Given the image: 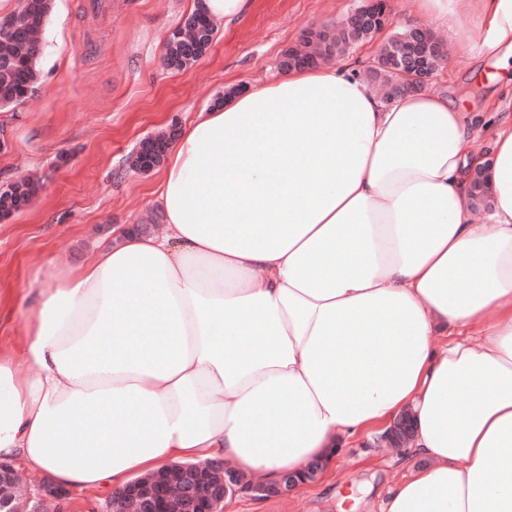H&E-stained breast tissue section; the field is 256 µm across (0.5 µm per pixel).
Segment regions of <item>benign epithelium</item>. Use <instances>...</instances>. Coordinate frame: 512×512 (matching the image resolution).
<instances>
[{
  "instance_id": "obj_1",
  "label": "benign epithelium",
  "mask_w": 512,
  "mask_h": 512,
  "mask_svg": "<svg viewBox=\"0 0 512 512\" xmlns=\"http://www.w3.org/2000/svg\"><path fill=\"white\" fill-rule=\"evenodd\" d=\"M336 26L356 36L366 31L375 34L380 48L373 62L383 60L395 70L408 74L409 81L388 87L389 98L431 87L437 73L433 58H445L446 46L441 40L430 48L414 40L389 41L394 18L388 0H361V4ZM17 28L23 31L27 41L40 44L41 28L21 22L17 16L2 20L0 30L5 38L0 40V57L6 60L11 57V33ZM176 33L182 46L192 52L202 40L204 27L198 22L184 24ZM330 37L331 28L327 26L306 29L300 42L301 51L288 49V68L310 67L322 63L326 58L335 57L329 47ZM175 136L176 125L173 124L169 131L142 140L130 156L129 167L136 173H148L158 167V159L165 145L171 144ZM409 436L410 424L399 419L380 436V440L395 447L406 443ZM322 470L323 463L316 461L307 467L301 477L287 472L282 476L279 487L271 491L260 483L245 482L236 469L224 464V460L210 459L191 469L179 467L170 473L165 482L156 485L137 478L119 492V498L124 502L125 512H219V506L224 504V499L231 492H246L258 497L271 493L281 496L296 489L301 480L316 478ZM19 485L20 478L13 464L0 460V487L10 486L17 490ZM68 496L67 489L47 483L29 512H41V503L45 500L55 501L62 507Z\"/></svg>"
}]
</instances>
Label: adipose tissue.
<instances>
[{
	"label": "adipose tissue",
	"instance_id": "adipose-tissue-1",
	"mask_svg": "<svg viewBox=\"0 0 512 512\" xmlns=\"http://www.w3.org/2000/svg\"><path fill=\"white\" fill-rule=\"evenodd\" d=\"M400 6L512 64V0ZM493 109L383 99L327 62L200 112L158 169L164 232L121 230L39 288L0 357V457L89 491L215 457L273 486L405 418L422 464L382 512H512V115Z\"/></svg>",
	"mask_w": 512,
	"mask_h": 512
}]
</instances>
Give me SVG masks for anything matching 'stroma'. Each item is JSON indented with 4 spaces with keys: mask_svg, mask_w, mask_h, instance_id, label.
Segmentation results:
<instances>
[{
    "mask_svg": "<svg viewBox=\"0 0 512 512\" xmlns=\"http://www.w3.org/2000/svg\"><path fill=\"white\" fill-rule=\"evenodd\" d=\"M55 0L37 58V94L0 108V189L32 177L37 191L20 210L0 216V354H18L33 314L32 296L48 264L77 266L125 224H158L151 205L156 175L129 167L138 143L187 124L223 99L225 85L270 81L309 27L333 24L359 0H252L239 22L219 29L188 68L164 66L166 38L190 15L189 0ZM493 55L454 58L437 75L468 111L512 90V74ZM496 73L479 82L480 71ZM373 435L349 441L329 475L285 497L233 496L236 512H381L394 484L417 465Z\"/></svg>",
    "mask_w": 512,
    "mask_h": 512,
    "instance_id": "35a3bbf8",
    "label": "stroma"
}]
</instances>
